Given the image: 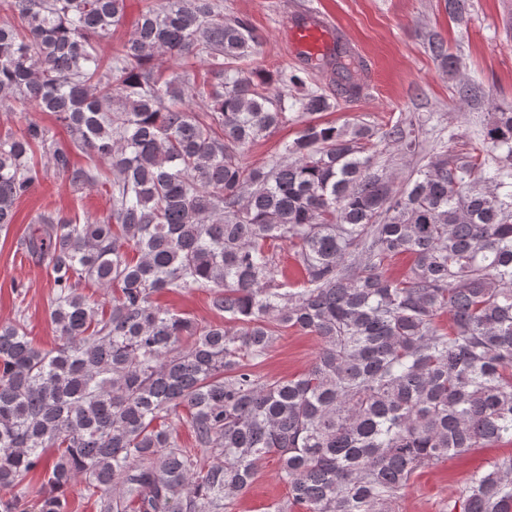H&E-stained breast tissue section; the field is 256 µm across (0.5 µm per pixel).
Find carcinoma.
Segmentation results:
<instances>
[{"instance_id": "1", "label": "carcinoma", "mask_w": 512, "mask_h": 512, "mask_svg": "<svg viewBox=\"0 0 512 512\" xmlns=\"http://www.w3.org/2000/svg\"><path fill=\"white\" fill-rule=\"evenodd\" d=\"M125 0H0V106L51 112L72 146L112 167L108 215L48 213L24 250L50 268V351L24 317L0 326V512H29V474L53 456L38 512H66L80 483L96 512H230L265 460L288 498L274 512H395L415 475L472 448L512 443V109L491 113L494 166L446 150L407 181L377 146H419L413 124L310 121L261 167L246 147L288 123L272 75L239 63L261 46L220 0H145L101 70L92 37ZM206 65L165 73L157 56ZM345 51L277 71L301 115L335 107L306 89L313 69L360 97ZM207 109L195 112L189 101ZM77 186L55 134L29 120L0 136V229L40 178L34 150ZM302 278L278 281V244ZM407 255L400 276L388 262ZM112 292L109 313L82 282ZM209 289L217 321L154 304ZM448 315V327L439 323ZM320 342L291 378L256 368L280 330ZM182 408L196 448L168 425ZM448 512H512V456L468 478Z\"/></svg>"}]
</instances>
